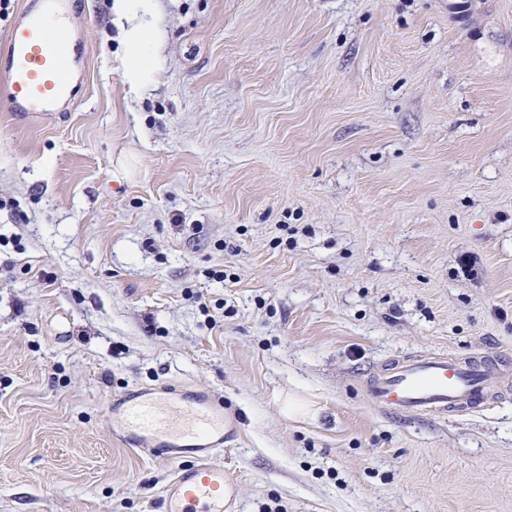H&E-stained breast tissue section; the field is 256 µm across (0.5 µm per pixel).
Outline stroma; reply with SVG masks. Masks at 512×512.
I'll return each instance as SVG.
<instances>
[{"instance_id":"35a3bbf8","label":"stroma","mask_w":512,"mask_h":512,"mask_svg":"<svg viewBox=\"0 0 512 512\" xmlns=\"http://www.w3.org/2000/svg\"><path fill=\"white\" fill-rule=\"evenodd\" d=\"M111 6L70 110L0 105V512H162L105 413L167 384L236 419L238 512H512V0H159L137 92ZM433 353L489 403L368 399ZM497 382L485 360L461 361L447 354L414 356L387 365L366 383L381 407L419 416L473 410L488 402Z\"/></svg>"}]
</instances>
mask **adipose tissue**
Segmentation results:
<instances>
[{"mask_svg": "<svg viewBox=\"0 0 512 512\" xmlns=\"http://www.w3.org/2000/svg\"><path fill=\"white\" fill-rule=\"evenodd\" d=\"M112 14L126 53L123 80L131 89H142L152 79L160 47L157 0H112Z\"/></svg>", "mask_w": 512, "mask_h": 512, "instance_id": "adipose-tissue-1", "label": "adipose tissue"}]
</instances>
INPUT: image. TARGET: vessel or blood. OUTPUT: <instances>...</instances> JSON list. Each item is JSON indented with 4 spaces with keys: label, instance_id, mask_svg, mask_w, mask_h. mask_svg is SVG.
<instances>
[{
    "label": "vessel or blood",
    "instance_id": "1",
    "mask_svg": "<svg viewBox=\"0 0 512 512\" xmlns=\"http://www.w3.org/2000/svg\"><path fill=\"white\" fill-rule=\"evenodd\" d=\"M65 10V0H28L0 43V102L15 115L39 120L75 98ZM496 388L486 362L433 354L392 362L369 378L365 391L379 406L433 416L479 408ZM112 435L178 463L163 494V512H237L236 484L211 462L235 440L237 423L208 392L131 390L112 406Z\"/></svg>",
    "mask_w": 512,
    "mask_h": 512
}]
</instances>
